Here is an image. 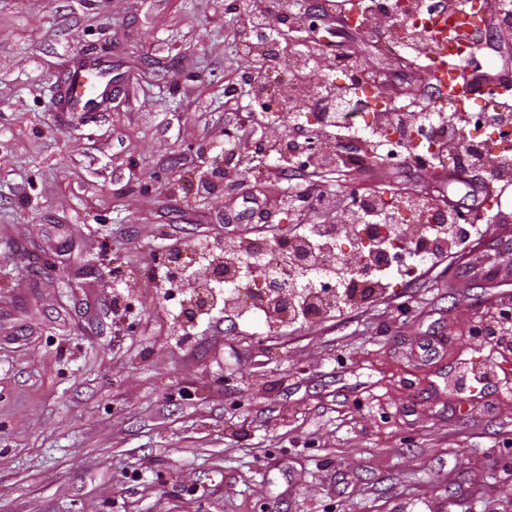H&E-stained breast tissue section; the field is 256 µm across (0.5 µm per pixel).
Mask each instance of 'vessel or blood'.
Segmentation results:
<instances>
[{
	"label": "vessel or blood",
	"instance_id": "obj_1",
	"mask_svg": "<svg viewBox=\"0 0 512 512\" xmlns=\"http://www.w3.org/2000/svg\"><path fill=\"white\" fill-rule=\"evenodd\" d=\"M492 13L491 0H445L428 28L436 50L424 69L437 98L461 112L494 97H512V79L469 70L466 51L487 30ZM64 83L71 111L97 112L112 92V67L104 59L89 60L69 72Z\"/></svg>",
	"mask_w": 512,
	"mask_h": 512
}]
</instances>
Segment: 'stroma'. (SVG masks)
<instances>
[{
	"label": "stroma",
	"mask_w": 512,
	"mask_h": 512,
	"mask_svg": "<svg viewBox=\"0 0 512 512\" xmlns=\"http://www.w3.org/2000/svg\"><path fill=\"white\" fill-rule=\"evenodd\" d=\"M237 6L0 0V512H512V342L475 333L512 311V277L429 255L343 312L243 325L227 308L177 340L154 279L174 247L229 258L383 193L450 198L512 238V188L491 203L437 183L373 136L368 163L285 168L295 121L256 112ZM278 8L304 26L276 56L351 54L388 103L443 109L424 51L346 26L338 0ZM90 53L112 63L106 111H60ZM471 65L512 75V28ZM229 132L239 157L197 192ZM310 192L329 207L304 209ZM120 292L134 315L116 320ZM488 358L497 378L457 394L461 363Z\"/></svg>",
	"instance_id": "35a3bbf8"
}]
</instances>
